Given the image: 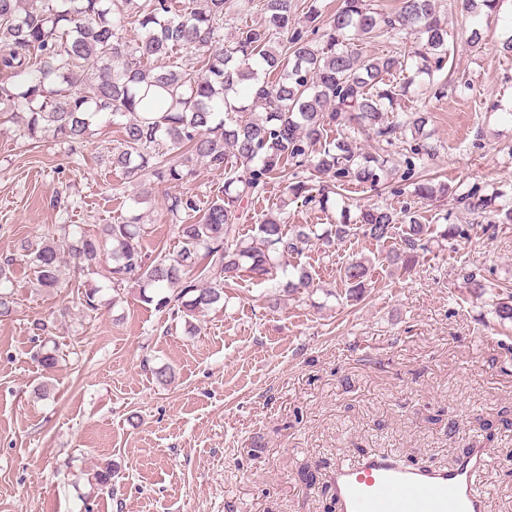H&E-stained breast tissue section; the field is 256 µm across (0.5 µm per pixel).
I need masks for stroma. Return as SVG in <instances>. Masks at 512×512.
<instances>
[{"instance_id": "obj_1", "label": "stroma", "mask_w": 512, "mask_h": 512, "mask_svg": "<svg viewBox=\"0 0 512 512\" xmlns=\"http://www.w3.org/2000/svg\"><path fill=\"white\" fill-rule=\"evenodd\" d=\"M437 3L449 58L434 79L447 92L433 96L421 76L394 109L428 113L438 152L421 167L447 184V199L354 183L324 212L286 200L276 181L237 224L250 236L282 206L289 223L335 224L359 205H408L425 224L446 215L471 225L469 240L433 248L409 274L366 238L339 244L327 263L314 245L301 261L316 290L282 295V274L245 276L226 285L223 304L188 321L143 302L134 286L113 293L104 267L87 279L100 289L93 312L72 266L66 288L51 293L16 268V312L0 321V512H333L328 476L347 460L385 451L412 466L451 467L475 443L489 453L477 483L486 512H512V325L494 313L512 287V224L485 233L456 201L473 188L512 189V53L503 49L512 0L489 18L461 0ZM123 138L121 125L99 121L72 152L1 125L0 256L54 224L93 234L135 212L147 254L176 253L164 207L174 188L147 179L152 194L139 200L138 185L107 162ZM355 258L375 266L357 300L339 274ZM473 262L495 270L484 290L463 279ZM53 312L64 357L50 375L36 359L33 323ZM164 366L174 372L168 385L155 376ZM46 382L52 395L43 399ZM107 463L108 492L93 478Z\"/></svg>"}]
</instances>
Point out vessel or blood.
<instances>
[{"label": "vessel or blood", "instance_id": "obj_1", "mask_svg": "<svg viewBox=\"0 0 512 512\" xmlns=\"http://www.w3.org/2000/svg\"><path fill=\"white\" fill-rule=\"evenodd\" d=\"M484 447L450 469L399 463L381 452L336 467L329 484L339 512H485L475 483L486 465Z\"/></svg>", "mask_w": 512, "mask_h": 512}]
</instances>
